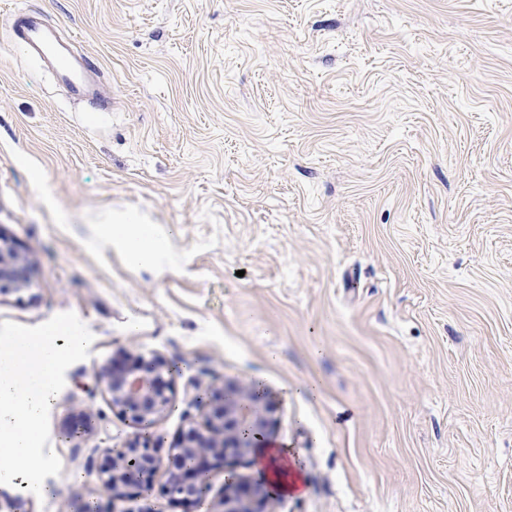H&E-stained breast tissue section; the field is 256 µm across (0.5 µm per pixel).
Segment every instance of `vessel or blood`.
<instances>
[{
    "mask_svg": "<svg viewBox=\"0 0 512 512\" xmlns=\"http://www.w3.org/2000/svg\"><path fill=\"white\" fill-rule=\"evenodd\" d=\"M11 35L25 47L29 56L49 68L56 83L72 100L111 110L112 95L99 80L98 68L87 54L74 50L75 35H61L55 26L34 11L16 12Z\"/></svg>",
    "mask_w": 512,
    "mask_h": 512,
    "instance_id": "1",
    "label": "vessel or blood"
}]
</instances>
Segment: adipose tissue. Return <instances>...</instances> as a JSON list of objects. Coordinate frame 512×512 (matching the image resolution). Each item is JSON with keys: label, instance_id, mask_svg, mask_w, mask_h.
I'll list each match as a JSON object with an SVG mask.
<instances>
[{"label": "adipose tissue", "instance_id": "ef3b65f1", "mask_svg": "<svg viewBox=\"0 0 512 512\" xmlns=\"http://www.w3.org/2000/svg\"><path fill=\"white\" fill-rule=\"evenodd\" d=\"M98 236L104 243H118L126 259L139 267L158 263L160 247L149 225L141 217L122 214L100 224Z\"/></svg>", "mask_w": 512, "mask_h": 512}]
</instances>
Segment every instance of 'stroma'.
<instances>
[{
	"mask_svg": "<svg viewBox=\"0 0 512 512\" xmlns=\"http://www.w3.org/2000/svg\"><path fill=\"white\" fill-rule=\"evenodd\" d=\"M27 7L112 111L12 41ZM121 213L158 266L101 244ZM0 232L35 267L0 321L93 335L49 412L62 470L0 484L15 512L95 499L128 349L178 368L168 447L211 383L271 390L302 478L277 512H512V0H0ZM98 237L103 243H118L126 259L138 267H152L159 261V244L139 216L122 214L113 216V221L107 218L98 224Z\"/></svg>",
	"mask_w": 512,
	"mask_h": 512,
	"instance_id": "stroma-1",
	"label": "stroma"
}]
</instances>
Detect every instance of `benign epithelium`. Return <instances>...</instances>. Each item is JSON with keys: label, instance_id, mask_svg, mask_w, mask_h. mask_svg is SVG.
<instances>
[{"label": "benign epithelium", "instance_id": "1", "mask_svg": "<svg viewBox=\"0 0 512 512\" xmlns=\"http://www.w3.org/2000/svg\"><path fill=\"white\" fill-rule=\"evenodd\" d=\"M32 286V264L15 242L0 232V295ZM112 409L137 429L125 446L111 448L98 470L99 491L109 502L137 489L148 492L158 472L162 492L173 502L200 505L211 491L210 477L224 470V484L208 512H274L271 491L262 479L244 481L232 470L242 459L253 461L273 443L274 401L264 387L253 383L210 387L192 405L202 421L183 429L167 458L158 454L162 439L151 429L174 407L175 371L160 357L124 358L99 373ZM92 416L83 413L68 425L65 437L79 441L93 432Z\"/></svg>", "mask_w": 512, "mask_h": 512}]
</instances>
